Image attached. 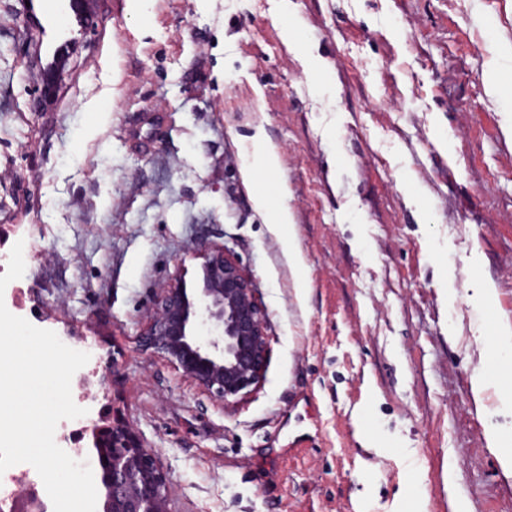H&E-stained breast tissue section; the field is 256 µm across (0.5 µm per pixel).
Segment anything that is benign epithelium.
<instances>
[{"mask_svg": "<svg viewBox=\"0 0 512 512\" xmlns=\"http://www.w3.org/2000/svg\"><path fill=\"white\" fill-rule=\"evenodd\" d=\"M145 345L162 353L210 398L229 402L252 391L269 362L266 313L252 279L223 247L208 249L202 287L177 282L155 303ZM83 400L100 403L83 426L94 450L101 495L96 512H172L159 457L117 416L107 375H82ZM0 512H53L38 484L19 480Z\"/></svg>", "mask_w": 512, "mask_h": 512, "instance_id": "1", "label": "benign epithelium"}]
</instances>
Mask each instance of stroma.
Here are the masks:
<instances>
[{
    "instance_id": "stroma-1",
    "label": "stroma",
    "mask_w": 512,
    "mask_h": 512,
    "mask_svg": "<svg viewBox=\"0 0 512 512\" xmlns=\"http://www.w3.org/2000/svg\"><path fill=\"white\" fill-rule=\"evenodd\" d=\"M94 9L0 0V227L24 243L17 314L116 361L112 402L174 512H512L485 438L512 448V407L471 391L512 320V0ZM212 245L270 344L226 404L143 338Z\"/></svg>"
}]
</instances>
